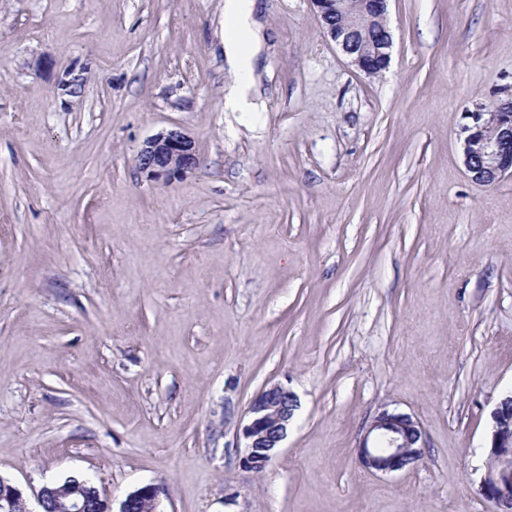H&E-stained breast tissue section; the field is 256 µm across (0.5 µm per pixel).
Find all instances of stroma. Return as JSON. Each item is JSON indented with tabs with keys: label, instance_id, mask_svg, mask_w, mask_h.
I'll use <instances>...</instances> for the list:
<instances>
[{
	"label": "stroma",
	"instance_id": "1",
	"mask_svg": "<svg viewBox=\"0 0 512 512\" xmlns=\"http://www.w3.org/2000/svg\"><path fill=\"white\" fill-rule=\"evenodd\" d=\"M257 112L224 109V0H0V478H89L112 512H495L512 390V178L473 182L464 115L512 97V0H390L359 74L310 0H260ZM179 126L198 166L152 181ZM297 408L244 467L267 386ZM424 455L358 460L380 411ZM197 162L194 141L178 126L146 139L136 156L138 169L153 179H170L194 169ZM296 407L293 392L279 384L266 387L253 398L243 428L246 468L261 471L276 455ZM509 441L512 443V390L502 395L491 414L490 446L487 448H490L489 456H493L494 465L486 468L480 482V491L494 503L495 512L512 511V449ZM426 443V434L412 415L383 410L359 439V461L377 472L400 471L420 460ZM160 495L161 489L158 486L146 484L126 496L119 512H160Z\"/></svg>",
	"mask_w": 512,
	"mask_h": 512
}]
</instances>
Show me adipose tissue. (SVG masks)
Masks as SVG:
<instances>
[{"label": "adipose tissue", "mask_w": 512, "mask_h": 512, "mask_svg": "<svg viewBox=\"0 0 512 512\" xmlns=\"http://www.w3.org/2000/svg\"><path fill=\"white\" fill-rule=\"evenodd\" d=\"M257 0H224V59L230 80L224 88L228 112L257 111L256 61L262 26L256 18Z\"/></svg>", "instance_id": "ef3b65f1"}]
</instances>
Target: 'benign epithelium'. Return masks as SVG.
<instances>
[{"label":"benign epithelium","mask_w":512,"mask_h":512,"mask_svg":"<svg viewBox=\"0 0 512 512\" xmlns=\"http://www.w3.org/2000/svg\"><path fill=\"white\" fill-rule=\"evenodd\" d=\"M324 34L349 57L351 65L367 77L385 70L391 59L393 39L387 24L388 0H311ZM461 128L462 159L472 180L492 186L512 177V100L495 108L465 113ZM198 157L192 138L175 126L144 141L136 156L138 169L153 179L170 178L196 167ZM297 407L289 389L273 384L250 402L243 463L261 471L275 456ZM512 391L499 399L491 414L489 454L494 465L486 468L480 491L495 512H512ZM420 422L402 412H379L358 442L359 461L369 470L389 473L417 463L426 447ZM161 489L146 484L121 502L119 512H159ZM15 502L21 512H110L106 500L89 481L69 476L44 485L33 511L23 493L0 478V501Z\"/></svg>","instance_id":"7a95c632"}]
</instances>
